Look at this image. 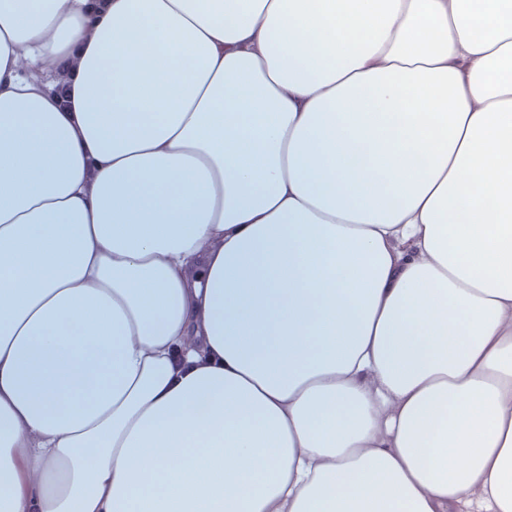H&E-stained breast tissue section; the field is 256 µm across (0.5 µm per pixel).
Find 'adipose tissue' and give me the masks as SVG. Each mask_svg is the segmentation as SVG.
I'll return each instance as SVG.
<instances>
[{"label": "adipose tissue", "mask_w": 512, "mask_h": 512, "mask_svg": "<svg viewBox=\"0 0 512 512\" xmlns=\"http://www.w3.org/2000/svg\"><path fill=\"white\" fill-rule=\"evenodd\" d=\"M0 512H512V0H0Z\"/></svg>", "instance_id": "obj_1"}]
</instances>
